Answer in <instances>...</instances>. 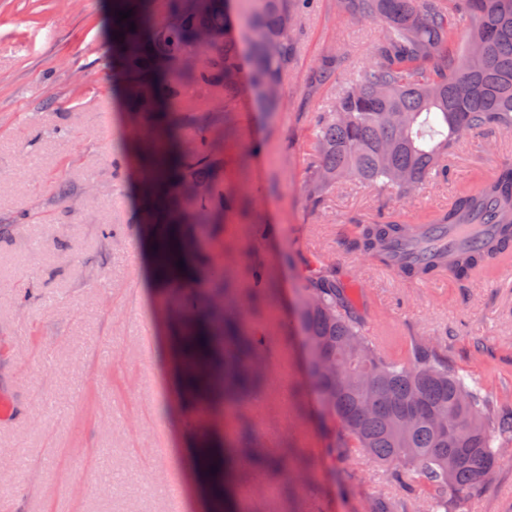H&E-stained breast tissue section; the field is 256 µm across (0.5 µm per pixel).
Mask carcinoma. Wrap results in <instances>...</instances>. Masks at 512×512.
<instances>
[{"label":"carcinoma","instance_id":"obj_1","mask_svg":"<svg viewBox=\"0 0 512 512\" xmlns=\"http://www.w3.org/2000/svg\"><path fill=\"white\" fill-rule=\"evenodd\" d=\"M309 0H172L171 17L151 21L149 0H114L112 34L124 69L122 96L132 108L149 223L159 228L154 248L156 278L169 284L192 277L199 253L195 224H214L232 204L216 191L224 158L210 126L199 125L191 149L182 130L192 114L178 107L189 86L205 84L224 95L240 93L239 74L248 66L249 85L260 101L277 96L294 60L293 23ZM466 30L460 34L441 0H339L341 8L377 22L383 35L374 61L345 80L330 107L314 116L311 135L317 164L309 194L316 200L341 182H359L411 197L448 175L458 144L485 128L512 132V0H453ZM132 10L128 19L118 12ZM136 29H129V24ZM199 57L189 67V53ZM436 65L429 69L426 62ZM336 79V59L326 56L313 80ZM500 225L497 237L478 252L446 257L460 282L512 256V164L474 191L456 195L453 207L425 220L455 224L478 216ZM414 230L393 215L361 225L354 248L381 266L394 263L392 244ZM183 267H177L178 261ZM440 262L405 265L407 279H429ZM209 294L225 308L187 294L178 308L182 322L180 362L188 390L206 405L245 396L262 386L253 368L262 337L247 336L231 318L236 297L224 284V267L211 271ZM291 326L304 341L307 368L322 407L331 459L366 455L403 488L417 512H461L458 494L485 484L504 449L512 447V409L502 411L468 377L448 368L433 342L418 339L403 357L378 350L365 333L350 297L326 265L301 277ZM219 443L207 436L188 456L189 468L210 475L211 512H233L226 480L235 468ZM371 512H408L387 492Z\"/></svg>","mask_w":512,"mask_h":512}]
</instances>
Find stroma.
<instances>
[{
  "instance_id": "stroma-1",
  "label": "stroma",
  "mask_w": 512,
  "mask_h": 512,
  "mask_svg": "<svg viewBox=\"0 0 512 512\" xmlns=\"http://www.w3.org/2000/svg\"><path fill=\"white\" fill-rule=\"evenodd\" d=\"M111 27L112 0H0V224L13 227L0 238V399L40 418L0 429V453L24 460L0 477V512H201L181 449L203 431L233 446L244 428L252 447L287 450L294 461L285 472L246 468L238 512H370L384 488L403 500L372 460L322 461L319 404L289 326L297 279L332 267L366 323L393 325L407 342L439 337L449 368L512 403V275L412 288L350 247L378 212L411 221L492 177L512 162V135L469 136L447 178L411 198L355 183L312 202L309 127L338 87L310 75L330 51L341 77L368 65L382 28L337 0H311L275 109L259 108L246 86L215 115L224 131L217 189L235 203L201 233L195 291L207 288L210 265L223 263L244 328L265 339L264 389L211 416L183 406L176 424L161 345L181 291L146 277ZM86 73L94 85L83 84ZM258 266L268 278L259 293ZM461 499L463 512H512V457Z\"/></svg>"
}]
</instances>
